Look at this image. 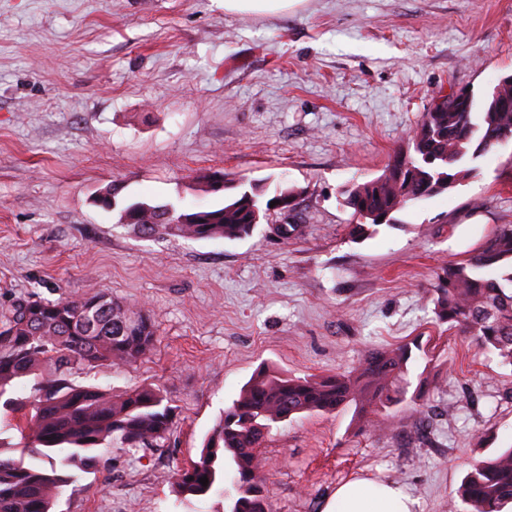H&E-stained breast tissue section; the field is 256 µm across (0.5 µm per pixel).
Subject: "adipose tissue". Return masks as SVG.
I'll return each instance as SVG.
<instances>
[{
    "mask_svg": "<svg viewBox=\"0 0 512 512\" xmlns=\"http://www.w3.org/2000/svg\"><path fill=\"white\" fill-rule=\"evenodd\" d=\"M413 506L399 483L362 478L339 484L323 512H412Z\"/></svg>",
    "mask_w": 512,
    "mask_h": 512,
    "instance_id": "adipose-tissue-1",
    "label": "adipose tissue"
}]
</instances>
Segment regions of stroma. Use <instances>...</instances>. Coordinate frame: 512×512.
Segmentation results:
<instances>
[{
	"label": "stroma",
	"mask_w": 512,
	"mask_h": 512,
	"mask_svg": "<svg viewBox=\"0 0 512 512\" xmlns=\"http://www.w3.org/2000/svg\"><path fill=\"white\" fill-rule=\"evenodd\" d=\"M512 73V0H301L228 14L223 0H0V307L101 290L149 312L152 353L77 371L115 392L159 387L165 447L111 448L55 512H228L182 501L179 471L262 366L291 377L350 370L419 341L411 406L385 428L353 410L280 425L257 451L272 512H322L336 486L401 483L415 512H448L474 460L512 446V367L433 321L440 268L512 224V140L456 189L350 233L342 193L382 174L423 114ZM220 172L299 191L250 236H142L131 203L222 205ZM111 189L113 205L100 202Z\"/></svg>",
	"instance_id": "obj_1"
}]
</instances>
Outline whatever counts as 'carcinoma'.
<instances>
[{"mask_svg": "<svg viewBox=\"0 0 512 512\" xmlns=\"http://www.w3.org/2000/svg\"><path fill=\"white\" fill-rule=\"evenodd\" d=\"M512 139V80L478 99L473 93L445 112H426L409 137L408 149L394 153L382 175L345 192L357 236L393 220L409 204L459 185L475 160ZM224 204L188 210L172 203L131 204L142 235L164 233L187 239H239L252 233L266 213L257 184L237 191ZM384 220H379V217ZM427 301L434 319L472 338L476 347L497 353L512 366V225L495 227L461 263L441 268ZM150 316L120 304L103 291L72 299L40 297L13 302L0 311V512H52L70 468L96 465L100 448H162L173 428V407L154 387L113 394L71 381L74 371L104 362L123 366L152 350ZM412 349L403 344L368 351L345 374L292 378L262 369L208 434L198 460L178 473L180 495L191 500L224 493V466L234 471L230 512H270L259 476L256 451L278 424L308 413L352 407L362 423L381 425L384 415L407 402ZM31 377V394L8 396L16 380ZM21 434L20 456L1 434ZM56 450L63 457L50 468L29 466L25 456ZM208 478L202 485L200 478ZM468 512H503L512 504V448L472 464L458 490Z\"/></svg>", "mask_w": 512, "mask_h": 512, "instance_id": "cac0c4a2", "label": "carcinoma"}]
</instances>
